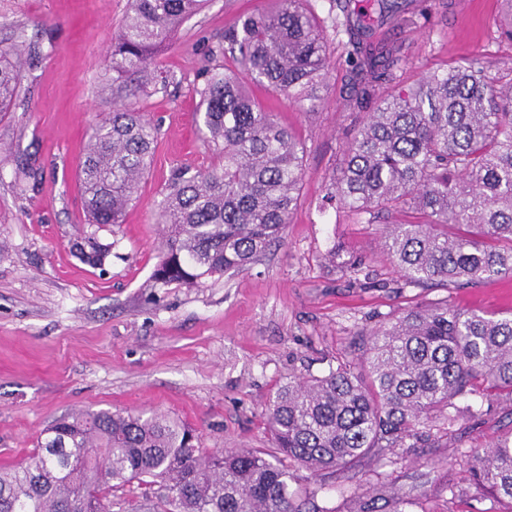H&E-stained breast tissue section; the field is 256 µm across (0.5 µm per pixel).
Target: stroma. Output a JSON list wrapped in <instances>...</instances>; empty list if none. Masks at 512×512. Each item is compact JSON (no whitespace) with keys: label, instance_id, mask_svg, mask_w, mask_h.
Returning a JSON list of instances; mask_svg holds the SVG:
<instances>
[{"label":"stroma","instance_id":"35a3bbf8","mask_svg":"<svg viewBox=\"0 0 512 512\" xmlns=\"http://www.w3.org/2000/svg\"><path fill=\"white\" fill-rule=\"evenodd\" d=\"M378 16L352 0V20L373 42L396 43L408 87L445 63L471 58L512 72V42L498 32L499 0H396ZM258 0H209L157 53L174 75L167 91L114 87L104 59L129 0H0V45L39 40L42 57L23 81L24 105L0 114V468L20 463L53 419L85 410H151L193 428L207 451L274 453L270 402L290 378L360 365L368 335L403 309L448 301L488 315L512 314V277L459 287L407 286L384 250V226L342 208H321L363 113L345 63L346 35L332 44L326 103L306 113L265 101L305 146L300 199L284 231L248 268L202 285L156 286L162 253L158 208L172 172L218 165L196 108L208 54L226 27ZM134 103L160 128L150 172L125 221L93 229L74 182L92 126L114 102ZM35 174L27 194L18 168ZM96 233L112 250L92 267L75 245ZM455 432L424 426L397 452L352 468L293 475L304 512H346L354 496L396 494L413 512H512L469 478L468 456L512 427V406L482 394L456 399Z\"/></svg>","mask_w":512,"mask_h":512}]
</instances>
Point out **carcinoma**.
<instances>
[{
  "label": "carcinoma",
  "mask_w": 512,
  "mask_h": 512,
  "mask_svg": "<svg viewBox=\"0 0 512 512\" xmlns=\"http://www.w3.org/2000/svg\"><path fill=\"white\" fill-rule=\"evenodd\" d=\"M224 29L198 91L203 142L224 163L172 173L159 208L165 242L152 278L197 286L250 265L283 238L297 208L304 145L253 93L283 96L304 112L324 104L328 31L350 32L349 5L330 0H270ZM203 0H131L112 38V80L156 85L147 65ZM360 38L347 52L353 107L376 101L347 145L323 202L369 215L399 211L385 250L406 285H467L512 277V79L486 62L465 60L406 89H389L399 46ZM22 52L0 50V112L21 102ZM158 128L119 102L93 128L77 167L88 221L123 223L149 173ZM456 232L448 234V226ZM102 265L109 247L96 233L77 246ZM366 375L340 363L322 376L295 377L272 400V443L315 476L350 467L369 451L391 452L436 418L458 423L451 400L491 391L512 404V316L489 317L446 303L409 308L373 331ZM471 481L512 503V428L472 454ZM294 476L258 450L207 452L184 423L160 413L88 410L40 432L37 451L0 471V512H112V493L135 483L157 487L147 512H303Z\"/></svg>",
  "instance_id": "carcinoma-1"
}]
</instances>
